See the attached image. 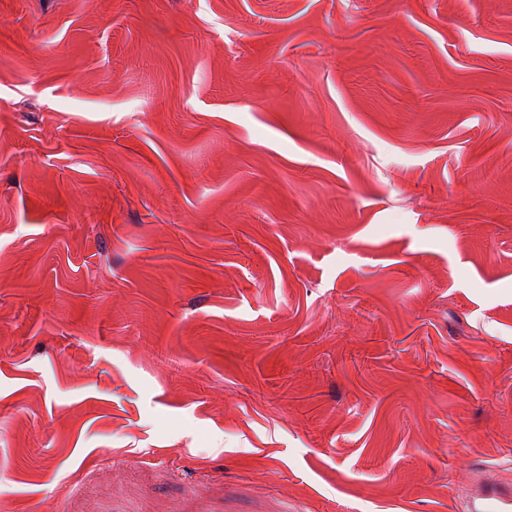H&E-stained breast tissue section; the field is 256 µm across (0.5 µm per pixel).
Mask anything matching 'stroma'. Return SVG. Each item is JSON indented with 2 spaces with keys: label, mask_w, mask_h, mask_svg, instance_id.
I'll list each match as a JSON object with an SVG mask.
<instances>
[{
  "label": "stroma",
  "mask_w": 512,
  "mask_h": 512,
  "mask_svg": "<svg viewBox=\"0 0 512 512\" xmlns=\"http://www.w3.org/2000/svg\"><path fill=\"white\" fill-rule=\"evenodd\" d=\"M512 483V0H0V512H463Z\"/></svg>",
  "instance_id": "1"
}]
</instances>
